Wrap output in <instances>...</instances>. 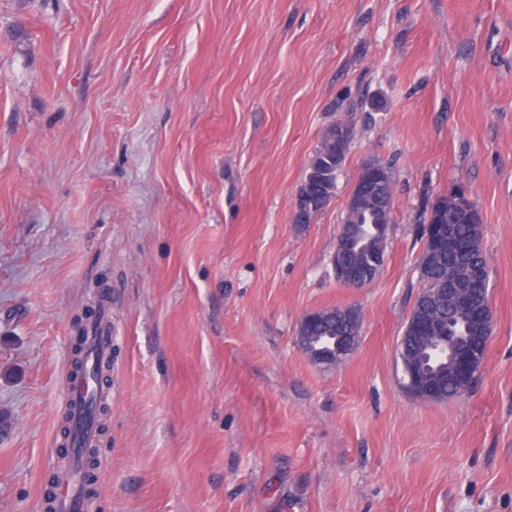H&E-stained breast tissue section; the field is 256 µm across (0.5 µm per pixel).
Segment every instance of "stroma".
Here are the masks:
<instances>
[{"label":"stroma","mask_w":512,"mask_h":512,"mask_svg":"<svg viewBox=\"0 0 512 512\" xmlns=\"http://www.w3.org/2000/svg\"><path fill=\"white\" fill-rule=\"evenodd\" d=\"M335 195L292 213L324 129ZM385 262L336 279L367 162ZM465 185L493 335L469 395L411 399L424 216ZM356 309L312 364L303 317ZM111 330L97 512H512V0H0V512H44L75 318ZM342 126L346 127L349 133L345 138L339 139L337 138V132ZM353 138L354 131L347 125L336 123L325 129L320 143L321 147H319L311 159L312 164L310 169H313L315 174L310 181L307 202L308 204L313 202L314 207L308 208L309 206L307 205V209H305V206H302L299 211L295 210L293 224H308L311 222L313 216L322 210L320 206L323 197L318 199L317 202L315 201L316 198L321 196L320 187L323 185L328 186L334 196L338 173L343 167Z\"/></svg>","instance_id":"stroma-1"}]
</instances>
